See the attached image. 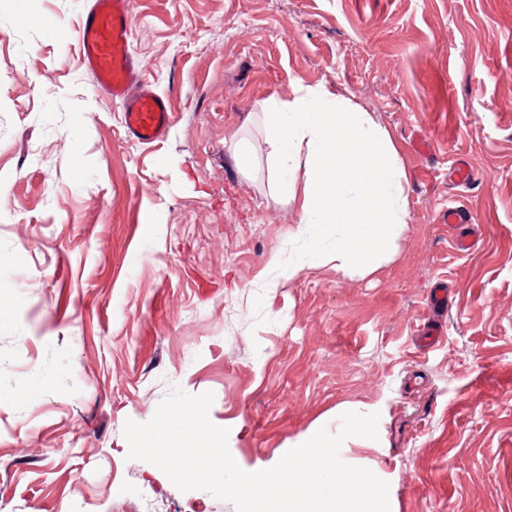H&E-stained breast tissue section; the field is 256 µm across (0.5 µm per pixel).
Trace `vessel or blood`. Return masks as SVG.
I'll use <instances>...</instances> for the list:
<instances>
[{
    "instance_id": "1",
    "label": "vessel or blood",
    "mask_w": 512,
    "mask_h": 512,
    "mask_svg": "<svg viewBox=\"0 0 512 512\" xmlns=\"http://www.w3.org/2000/svg\"><path fill=\"white\" fill-rule=\"evenodd\" d=\"M132 32L130 0H87L77 47L92 86L121 104L128 136L149 144L168 130L172 111L167 97L145 83L129 50Z\"/></svg>"
}]
</instances>
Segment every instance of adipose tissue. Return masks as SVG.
Instances as JSON below:
<instances>
[{"label":"adipose tissue","instance_id":"1","mask_svg":"<svg viewBox=\"0 0 512 512\" xmlns=\"http://www.w3.org/2000/svg\"><path fill=\"white\" fill-rule=\"evenodd\" d=\"M261 112L269 177L285 199L302 200L292 236L308 238L313 224L336 235L329 247L308 238L311 265L365 275L389 261L411 219L408 176L390 134L353 98L324 85L295 84Z\"/></svg>","mask_w":512,"mask_h":512}]
</instances>
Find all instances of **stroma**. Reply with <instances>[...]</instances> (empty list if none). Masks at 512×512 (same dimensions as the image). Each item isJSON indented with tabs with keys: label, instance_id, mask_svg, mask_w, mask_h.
Returning <instances> with one entry per match:
<instances>
[{
	"label": "stroma",
	"instance_id": "obj_1",
	"mask_svg": "<svg viewBox=\"0 0 512 512\" xmlns=\"http://www.w3.org/2000/svg\"><path fill=\"white\" fill-rule=\"evenodd\" d=\"M84 2L0 0V512H236L127 457L126 421L175 387L213 393L242 470L345 407L379 416L342 454L379 467L391 512H512V0H131L174 113L149 145L79 68ZM299 81L389 132L412 221L368 275L276 288L301 201L232 154L266 161L261 105Z\"/></svg>",
	"mask_w": 512,
	"mask_h": 512
}]
</instances>
